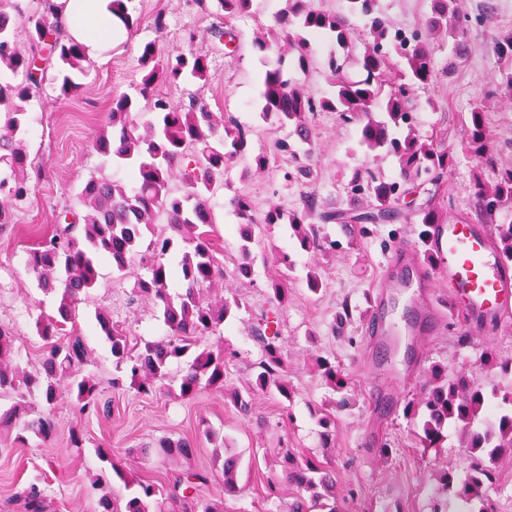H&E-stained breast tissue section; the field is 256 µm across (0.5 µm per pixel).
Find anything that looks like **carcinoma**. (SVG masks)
<instances>
[{
	"instance_id": "carcinoma-1",
	"label": "carcinoma",
	"mask_w": 512,
	"mask_h": 512,
	"mask_svg": "<svg viewBox=\"0 0 512 512\" xmlns=\"http://www.w3.org/2000/svg\"><path fill=\"white\" fill-rule=\"evenodd\" d=\"M128 0H112V15L124 25L127 34L136 32L139 18L129 11ZM218 23L210 35L237 40L229 23L249 12L253 0H217ZM376 0H346L342 13L312 9L308 0H286L287 7L276 16L277 42L288 47L297 68L309 70L312 63L311 41L328 37L346 49L330 57L329 96L314 98L292 77L285 74V58L272 60L270 45L256 40L252 48L260 53L266 70L260 91V107L264 117H275L282 126L290 127L288 140L277 145L292 159V167L283 171V183L299 179L313 180L318 171L312 159L311 117L317 112H335L340 120L359 126V143L369 151L384 148L399 157V177L386 181L373 175L356 177L347 187L350 207L343 210L316 212L313 202L288 215V224L304 248L320 246L317 223L358 224L359 234L368 236L372 224H390L402 218L400 202L416 203L420 194L428 193L426 204L414 211V231L422 242L435 224L448 223L440 202L436 201L444 171L451 160L450 152L415 133L414 116L408 103L406 84L427 88L433 83L435 69L431 52L420 30L401 32L375 12ZM41 8L24 20L28 48H22L11 28L8 9L21 12L14 0H0V70L22 77L16 84L0 82V165L9 172L0 176V192L13 199L25 197L30 189L16 173L25 169L28 159L22 133V106L39 93L47 70L55 69L60 79V96L74 95L79 84L73 79L84 72L88 62L86 47L61 34L56 17L61 5L55 0H40ZM363 21L368 36L364 50L355 55L347 50L356 33L353 20ZM424 28L428 32L444 30L451 39L453 64L460 66L468 57L467 30L459 20L456 0H431L430 13ZM493 50L506 62L499 89L512 94V33L496 39ZM142 65L137 95L122 93L112 98L109 124L112 134H101L94 141L95 151L118 169L126 170L129 182L110 175L90 176L79 192L84 211H67L60 218L49 240L29 252L27 264L39 286L60 292L57 314L38 319L36 326L48 345L42 368L29 372L13 361L16 336L0 326V393H16L19 400L0 410V431L19 429L14 441L25 443L24 433L48 440L54 432L50 416L27 404L26 396L39 394L50 406L60 390L68 392L81 415L106 410L101 404L99 384L90 375L82 374L88 350L80 334L65 331L73 322L75 307L81 296L97 285L98 261L107 257L122 274L131 273L130 260L138 255L144 231L159 222L166 230L152 234L147 274L135 276V292L152 301L160 310L169 336L159 341L132 342L127 332L100 312L98 325L109 345L116 364L124 367L125 378L112 380V387L130 380V388L142 395L157 391L156 383L168 376V366L175 360L192 355L187 370L179 379V394L193 397L203 387L220 391L233 407L243 413L250 402L239 390H228L224 373L233 353L224 348L200 347L199 339L224 325L232 307H240L221 298L204 297L203 287L224 279V262L217 257L214 237L216 218L211 205L216 185L221 183L228 166L245 154L252 131L241 127L232 116H216L199 98L189 103L172 105L154 94L160 83L178 84L184 80L201 86L209 80L207 55L189 51L161 64L157 61L153 41L139 48ZM398 60L404 71L401 83L385 86L384 71L392 60ZM149 102L143 113L139 99ZM382 110L386 119L374 115ZM467 140L472 156L479 162L493 164V137L487 126L485 112L477 107L465 121ZM189 159L182 170L183 186L174 188L171 174L176 163ZM434 186L429 191L428 186ZM235 214L242 220V250L247 262L238 267V274L251 272L248 243L254 239L255 223L251 200L245 195L230 199ZM473 207L479 221L494 224L493 244L512 260V221L497 224L503 209H512V168L500 172L495 184L487 187L482 181L475 187ZM182 243L176 263L168 261L177 243ZM178 278L185 292L173 299L168 284ZM270 303L276 311L288 304V288L279 280L271 281ZM278 316L263 312L254 330V339L262 347L252 389L276 391L290 399L282 347L279 344ZM317 367L323 380L341 394L337 405L345 407L350 379L336 360L321 357ZM498 401L485 396L464 372L450 373L439 362L429 367L428 378L420 401H409L403 416L416 429L420 443L437 447L444 431L452 424L470 428L467 434V465L465 479L455 492L457 512H495L486 494L496 478L491 463L505 454H512V387L494 393ZM323 429V444L329 448L335 441V415L326 410L318 419ZM163 454L173 459H189L194 445L188 440L163 442ZM222 451L224 492L235 490L240 457ZM282 472L288 483L297 489L296 498L285 505L286 512H337L329 503L334 495L336 479L329 467L313 459L299 458L292 451H280ZM214 478L206 469L184 468L175 471L164 485L152 480L135 479L137 489L130 494L112 490V483L101 470L94 475L100 512H224V498H206L201 494ZM12 504L17 512H48L49 503L35 484L16 495Z\"/></svg>"
}]
</instances>
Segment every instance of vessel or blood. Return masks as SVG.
I'll use <instances>...</instances> for the list:
<instances>
[{"mask_svg":"<svg viewBox=\"0 0 512 512\" xmlns=\"http://www.w3.org/2000/svg\"><path fill=\"white\" fill-rule=\"evenodd\" d=\"M428 252L434 259L429 268L414 261L404 243L386 254L366 319L369 343L394 349L402 340L414 342L430 334L439 321L425 298L437 280L447 282L459 327L466 334L482 333L512 317V263L494 247L485 225L458 219L437 225ZM401 296L407 297L411 315L398 321L388 317L386 308Z\"/></svg>","mask_w":512,"mask_h":512,"instance_id":"1","label":"vessel or blood"}]
</instances>
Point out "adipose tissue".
Wrapping results in <instances>:
<instances>
[{"mask_svg":"<svg viewBox=\"0 0 512 512\" xmlns=\"http://www.w3.org/2000/svg\"><path fill=\"white\" fill-rule=\"evenodd\" d=\"M112 0H69L61 11L60 19L68 34L81 42L88 55H99L105 44L112 38L104 34L101 24L111 22Z\"/></svg>","mask_w":512,"mask_h":512,"instance_id":"obj_1","label":"adipose tissue"}]
</instances>
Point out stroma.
I'll return each instance as SVG.
<instances>
[{"mask_svg": "<svg viewBox=\"0 0 512 512\" xmlns=\"http://www.w3.org/2000/svg\"><path fill=\"white\" fill-rule=\"evenodd\" d=\"M284 6V0H254L250 13L234 21L243 48L231 58L225 56L223 45L205 36L216 20V0H207L203 7L198 0H132L130 11L140 19L137 32L93 59L78 76L80 89L74 96L61 98L58 82L45 79L40 96L25 105V138L32 162L27 170L30 193L25 201L11 205V223L0 226V324L12 328L17 337V363L26 370H38L47 348L37 334L36 321L54 314L57 297L38 288L26 266L27 254L51 235L58 211L78 208L81 184L101 166L93 141L109 128L113 96L135 91L141 78L140 44L156 41L162 59L193 50L207 55L210 64V79L198 91L203 103L210 111L230 113L254 131L249 151L225 174L212 199L216 244L224 252L221 294L239 298L241 305L232 309L226 326L205 336L202 343L233 352L226 369L227 385L246 388L253 379L252 365L261 357L252 339L255 315L267 304L270 278L281 279L292 293L281 320L290 399L256 391L251 395L250 412L244 414L223 393L209 388L193 398H180L177 379L187 366L183 360L171 365L170 377L162 381L156 395L142 396L128 387L114 389L113 378L123 376L124 370L116 366L101 336L96 313L108 312L114 323L145 341L164 338L167 328L159 310L134 294L133 275L120 274L107 261H99L97 286L78 304L73 327L90 348L84 370L99 381L100 399L109 403L111 411L79 415L64 393L52 409L57 430L50 440L31 437L21 448L9 439L0 440V512H14L11 496L30 483L43 490L50 512H99L91 477L103 465L102 453H109L134 475L161 483L180 469V462L157 455L145 459L140 451L154 449L164 439L182 438L197 449L194 465L215 474L206 493L223 496L226 512H279L292 499L295 489L285 481L277 498L266 496V480L280 473L277 452L285 446L297 455H314L329 463L336 473V500L342 512H428L429 498H450V491L439 483V473L450 467L464 469V429L449 427L440 447L423 453L416 448L413 428L400 407L380 413L372 404L375 389L388 387L389 381L369 372L371 363L386 360L387 355L366 340V310L383 274L385 251L397 240L414 243L413 223L381 224L364 239L348 233L344 225L323 224L319 227L320 239L326 244L322 251L302 250L288 225L265 224L256 228L250 245L251 276L236 274L242 241L239 220L227 204L232 196L248 195L260 217L274 206L292 212L309 199L322 212L346 207L344 186L363 166H370L384 179L397 171L393 156L382 150L368 153L360 147L356 126L343 123L336 113L320 112L312 120L319 177L288 186L276 177V169L287 165L288 157L277 153L274 144L287 131L259 115L264 68L250 44L267 38ZM160 10L167 15L168 27L159 34L150 21ZM459 11L469 32L467 61L453 65L445 31L429 34L437 78L428 89L413 88L410 104L421 116L417 132L436 136L455 153L456 161L440 192L451 216L470 220L474 217L475 175L490 183L498 170L512 168V101L498 89L505 65L492 49L495 39L512 32V0H459ZM192 30L199 34L193 42L188 39ZM475 107L485 111L494 141L495 165L482 170L462 152L465 117ZM262 152L270 156L266 171L257 170L253 163ZM282 251L288 253L290 266L277 263ZM312 273L322 283L316 294L307 285ZM345 299L351 302L353 316L339 334L335 331L337 313ZM484 351L492 353V361H481ZM418 353L449 370L465 372L486 392L495 385L512 384V377L500 368L512 360V326L472 337L464 347L458 344L456 332L444 327L423 339ZM319 356L336 359L351 377L350 405L336 412V443L331 448L322 447L319 438V411L334 399L315 369ZM209 428L219 431L225 448L241 458L234 494L224 492L221 464L205 437ZM74 429L83 435L82 448L70 443ZM383 442L394 450L387 460L377 454Z\"/></svg>", "mask_w": 512, "mask_h": 512, "instance_id": "35a3bbf8", "label": "stroma"}]
</instances>
